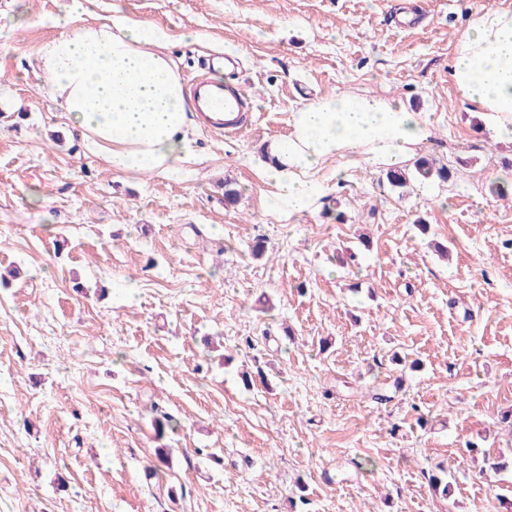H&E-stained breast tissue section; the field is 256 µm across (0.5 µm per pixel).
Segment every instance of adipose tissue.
<instances>
[{
  "label": "adipose tissue",
  "instance_id": "obj_1",
  "mask_svg": "<svg viewBox=\"0 0 512 512\" xmlns=\"http://www.w3.org/2000/svg\"><path fill=\"white\" fill-rule=\"evenodd\" d=\"M72 0L60 18L68 35L44 43L36 65L52 79L53 99L85 149L113 171L181 174L197 126L184 80L160 46L161 33L123 15L74 26ZM461 96L512 141V9L482 6L459 36L450 65ZM425 118L391 100L346 95L317 98L293 112L290 131L269 140L258 161L289 213L311 210L324 194L316 174L329 159L357 156L395 167L426 141Z\"/></svg>",
  "mask_w": 512,
  "mask_h": 512
}]
</instances>
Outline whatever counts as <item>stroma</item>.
I'll return each instance as SVG.
<instances>
[{
  "instance_id": "obj_1",
  "label": "stroma",
  "mask_w": 512,
  "mask_h": 512,
  "mask_svg": "<svg viewBox=\"0 0 512 512\" xmlns=\"http://www.w3.org/2000/svg\"><path fill=\"white\" fill-rule=\"evenodd\" d=\"M70 2L0 0V512H512L486 464L512 457V142L449 72L512 0H416L407 30L401 0H88L79 23L160 28L184 80L241 61L255 125L196 128L177 180L66 126L36 58ZM349 94L421 113L414 156L449 179L337 158L312 211L280 210L266 142Z\"/></svg>"
}]
</instances>
